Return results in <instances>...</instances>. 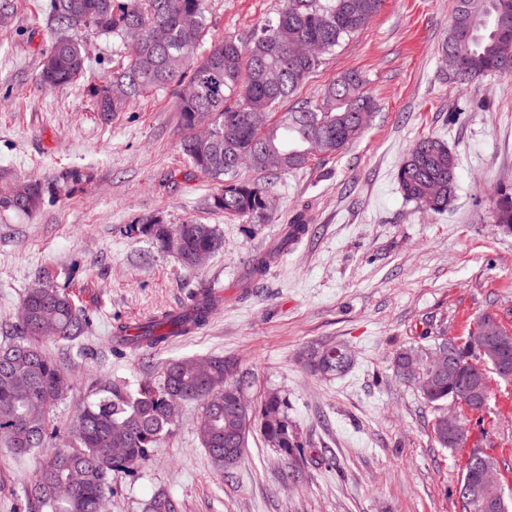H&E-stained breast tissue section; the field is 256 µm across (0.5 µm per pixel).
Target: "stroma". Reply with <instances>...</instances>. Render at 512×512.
<instances>
[{
  "mask_svg": "<svg viewBox=\"0 0 512 512\" xmlns=\"http://www.w3.org/2000/svg\"><path fill=\"white\" fill-rule=\"evenodd\" d=\"M50 0H17L0 27V172L46 182L66 168L94 175L32 216L0 217V339L20 297L42 267L96 318L78 341L47 342L74 377L58 410L69 423L92 382L137 385L159 379L173 359L223 357L249 399L275 388L288 399L299 442L291 462L260 436L235 467L217 476L196 434L201 406H182L162 447L119 477L106 512H146L164 492L178 512H461L456 488L472 449L496 463L512 493V379L490 378L485 411L462 410L467 446L439 447L434 410L395 379L396 351L423 336L466 337L493 314L512 332V233L493 220L502 189H512V75L462 83L440 55L454 0H384L357 34L326 54L288 100L287 109L321 98L328 84L362 75L377 108L354 143L274 179L272 210L262 220L210 210L216 185L191 168L173 95L158 90L103 120L82 85L48 90L37 82L53 34ZM283 0H206L205 43L247 40ZM90 78L126 61L117 39L87 33ZM445 139L458 160L455 195L436 214L405 201L396 173L420 137ZM310 229L281 254L252 292L250 261L273 248L290 214ZM166 224L197 220L224 239L197 271L131 236L147 217ZM224 292L205 327L165 347L117 356L116 324L136 325L187 306L190 294ZM336 343L354 361L320 377L308 350ZM30 462L0 447V512H15Z\"/></svg>",
  "mask_w": 512,
  "mask_h": 512,
  "instance_id": "stroma-1",
  "label": "stroma"
}]
</instances>
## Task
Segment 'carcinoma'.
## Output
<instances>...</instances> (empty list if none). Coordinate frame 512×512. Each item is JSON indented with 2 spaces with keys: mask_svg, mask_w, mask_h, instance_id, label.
I'll return each mask as SVG.
<instances>
[{
  "mask_svg": "<svg viewBox=\"0 0 512 512\" xmlns=\"http://www.w3.org/2000/svg\"><path fill=\"white\" fill-rule=\"evenodd\" d=\"M382 5L383 0H284L248 42L228 37L199 55L207 27L205 0H50L54 37L43 53L38 80L53 90L84 77L87 32L126 42L127 63L86 85L96 111L107 119L151 90L172 89L183 131L180 150L195 170L217 184L209 208L260 220L270 190L244 176V168L269 175L300 170L315 156H336L364 132L374 103L356 72L334 80L318 102L285 112L280 108L321 66L324 55L363 29ZM441 56L448 72L467 82L511 74L512 0H455ZM200 125L208 126L209 136H194ZM456 178L455 154L448 142L433 135L407 148L397 172L404 199L438 213L448 209ZM91 182L92 175L80 168L62 170L44 183L0 175V215L30 216L60 192ZM494 221L512 230V194H500ZM307 231L306 217L292 216L280 246L253 257L250 278L262 279L277 256ZM129 232L151 237L191 270L195 257L223 247L214 225L194 220L164 224L150 218L129 225ZM218 304L208 294L197 296L184 313L165 314L141 333L119 339L132 353L157 349L203 328ZM93 324L90 312L46 272L26 288L11 336L0 344V442L32 460L26 512H102L112 483L162 445L180 407L190 401L202 405L196 431L217 475L238 463L255 429L283 459L293 455L298 442L289 429L286 398L272 390L252 403L222 356L172 360L159 382L145 381L134 389L119 380L98 383L94 399L77 409L71 424L58 427L54 412L74 380L44 343L70 344ZM320 353L330 375H336L346 349L326 345ZM446 353L445 338L413 342L395 354L393 373L438 411L436 443L455 448L441 407L463 392L481 402V377L512 378V334H501L483 360L460 350L454 379L434 373L436 358ZM488 464H494L490 457L470 454L458 487L462 512H470L468 501L482 494L478 474ZM148 512H177V505L161 493Z\"/></svg>",
  "mask_w": 512,
  "mask_h": 512,
  "instance_id": "cac0c4a2",
  "label": "carcinoma"
}]
</instances>
